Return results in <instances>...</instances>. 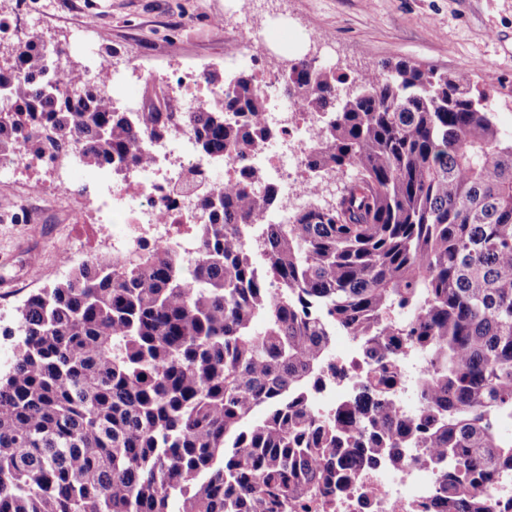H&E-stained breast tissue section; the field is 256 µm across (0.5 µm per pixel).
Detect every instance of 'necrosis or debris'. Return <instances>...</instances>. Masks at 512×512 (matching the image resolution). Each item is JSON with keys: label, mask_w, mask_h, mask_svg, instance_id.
<instances>
[{"label": "necrosis or debris", "mask_w": 512, "mask_h": 512, "mask_svg": "<svg viewBox=\"0 0 512 512\" xmlns=\"http://www.w3.org/2000/svg\"><path fill=\"white\" fill-rule=\"evenodd\" d=\"M267 26L256 19L251 6L236 14L231 30L225 31L228 45L226 60L250 68L271 89L269 108L263 125L270 128V138L247 147L249 167L259 172L262 185L277 190L276 206L270 221L281 224L298 207L321 200L324 182L312 179L307 167L309 154L318 143L321 119L314 113L300 111L294 101L280 99L274 85L279 71L266 65L257 52L264 43ZM160 83L169 91V106L176 112L195 110L209 100L213 90L201 70L190 69L162 75ZM150 166L133 165L120 173L102 171L75 181L80 167L76 151L61 155L51 168L25 155L0 160V182L13 184L27 179L33 195L69 210L79 209L81 221L100 225L96 239L100 251L115 256L138 249L142 244H165L186 261L195 257L194 226L199 198L212 188L238 181L239 164L225 160L215 168L211 159L198 151L187 124L179 123L145 148ZM118 216L120 226L103 227L104 214ZM342 378L318 390L313 405L319 412L330 411L344 402L351 389L370 375L368 360L356 340L333 354ZM439 474L428 464L412 463L398 468L386 463L367 467L357 485L336 499H317L304 512H424L439 487Z\"/></svg>", "instance_id": "obj_1"}]
</instances>
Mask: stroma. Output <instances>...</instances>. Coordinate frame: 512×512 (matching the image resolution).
<instances>
[{"label":"stroma","mask_w":512,"mask_h":512,"mask_svg":"<svg viewBox=\"0 0 512 512\" xmlns=\"http://www.w3.org/2000/svg\"><path fill=\"white\" fill-rule=\"evenodd\" d=\"M259 17L271 20L269 54L295 59L312 54L322 39L350 72L381 61H406L457 71L476 69L500 126L512 130V0H253ZM235 0H0V13L24 11L37 18L46 39H70L72 61L84 62V19L97 14L100 47L111 50V66L129 70L114 82L116 102L143 96L146 83L134 63L176 73L204 66L227 72L224 30ZM20 187L0 185V369L12 359L19 309L37 288L62 279L61 257L71 240L93 244L94 229L71 214L50 208L41 223H28L17 207ZM37 257L39 279L27 276Z\"/></svg>","instance_id":"35a3bbf8"}]
</instances>
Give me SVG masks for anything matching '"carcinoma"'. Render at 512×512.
<instances>
[{
    "label": "carcinoma",
    "mask_w": 512,
    "mask_h": 512,
    "mask_svg": "<svg viewBox=\"0 0 512 512\" xmlns=\"http://www.w3.org/2000/svg\"><path fill=\"white\" fill-rule=\"evenodd\" d=\"M8 55L0 158L146 165L141 141L173 121L150 87L131 115L79 66L50 81L32 30ZM204 76L216 97L186 122L202 155L243 169L264 90ZM353 82L306 57L280 81L323 118L309 167L344 176L330 203L270 224L272 194L226 185L201 200L194 262L97 255L30 294L0 375V512H292L393 448L442 470L430 512H489L483 491L512 469V133L471 70L382 63ZM338 330L373 368L323 416L310 394L336 376ZM414 350L408 418L390 392Z\"/></svg>",
    "instance_id": "carcinoma-1"
}]
</instances>
